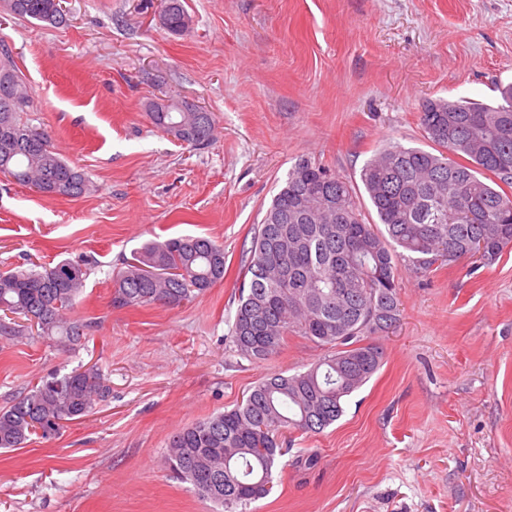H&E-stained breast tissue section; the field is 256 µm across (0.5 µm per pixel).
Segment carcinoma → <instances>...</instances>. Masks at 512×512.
<instances>
[{"label": "carcinoma", "mask_w": 512, "mask_h": 512, "mask_svg": "<svg viewBox=\"0 0 512 512\" xmlns=\"http://www.w3.org/2000/svg\"><path fill=\"white\" fill-rule=\"evenodd\" d=\"M16 19L66 23L54 0H0ZM163 27L189 26L183 0H162ZM0 80L14 98L0 112V174L45 196L78 198L85 173L54 148L35 145L37 127L23 119L29 85L6 45ZM152 124L176 140H211L213 114L175 100L164 110L145 103ZM420 125L432 149L391 143L368 159L359 179L374 215L363 211L352 181L301 159L258 225L247 249L231 329L237 352L278 355L290 336L325 350L310 368L261 379L246 399L174 433L168 442L173 477L224 508L246 512L268 496L285 432L317 435L344 414L346 403L380 369L383 351L370 342L400 322L398 265L424 270L472 258L489 266L512 245V86L501 101L429 100ZM224 244L203 236L152 240L133 252L113 278L117 308L178 306L224 279ZM88 275L87 263L62 261L40 270L0 272V336L37 337L60 346L81 342L89 325L65 317ZM109 393L96 366L43 380L0 409V448L57 434L88 416Z\"/></svg>", "instance_id": "obj_1"}]
</instances>
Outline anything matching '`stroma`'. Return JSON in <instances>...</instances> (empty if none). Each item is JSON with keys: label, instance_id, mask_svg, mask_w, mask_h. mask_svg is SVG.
I'll use <instances>...</instances> for the list:
<instances>
[{"label": "stroma", "instance_id": "1", "mask_svg": "<svg viewBox=\"0 0 512 512\" xmlns=\"http://www.w3.org/2000/svg\"><path fill=\"white\" fill-rule=\"evenodd\" d=\"M44 27L0 10L34 98L30 123L88 173L79 198L0 174V271L89 262L68 351L0 337V406L51 375L97 366L108 396L55 437L0 449V512H215L173 479L170 437L235 407L263 377L321 352L289 337L266 361L231 338L247 248L304 157L358 179L386 143L427 147L430 99L498 100L512 83V0H64ZM164 95L212 112L194 146L151 123ZM224 245V278L177 307L112 305V278L148 240ZM402 317L375 335L384 363L316 436L286 435L252 512H512V247L493 265L398 267ZM162 16V25L171 34L179 35L189 26V17L183 0H163L160 17Z\"/></svg>", "mask_w": 512, "mask_h": 512}]
</instances>
